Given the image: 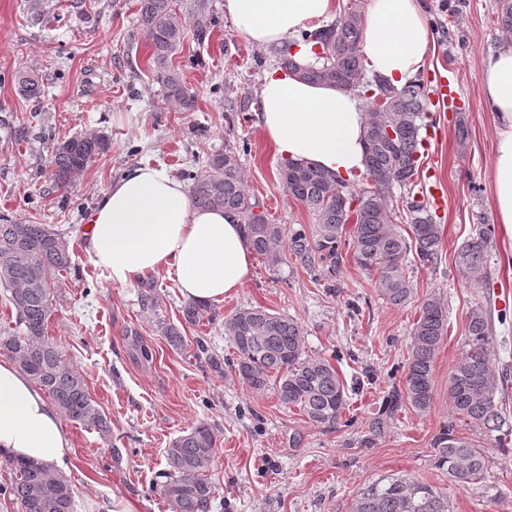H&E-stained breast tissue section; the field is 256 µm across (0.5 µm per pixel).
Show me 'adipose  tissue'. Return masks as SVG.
Here are the masks:
<instances>
[{"label":"adipose tissue","mask_w":512,"mask_h":512,"mask_svg":"<svg viewBox=\"0 0 512 512\" xmlns=\"http://www.w3.org/2000/svg\"><path fill=\"white\" fill-rule=\"evenodd\" d=\"M224 12L253 45H291L311 62L301 34L334 16L336 0H224ZM432 37L421 0H369L362 53L369 71L401 85L417 76ZM481 100L495 115L491 179L497 221L512 236V42L484 54ZM260 128L276 154L351 179L364 168L367 115L357 91L314 84L283 68L259 89ZM86 253L112 281L133 285L175 273L186 299L223 301L251 272V249L237 214L190 203L184 183L141 164L104 192L89 218ZM72 451L58 408L12 360L0 359V461L64 465Z\"/></svg>","instance_id":"adipose-tissue-1"}]
</instances>
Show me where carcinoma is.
Returning a JSON list of instances; mask_svg holds the SVG:
<instances>
[{"mask_svg":"<svg viewBox=\"0 0 512 512\" xmlns=\"http://www.w3.org/2000/svg\"><path fill=\"white\" fill-rule=\"evenodd\" d=\"M176 14L177 0H138L137 23L148 39L156 81L169 102L192 112L195 96L185 85L181 69L173 64L186 38ZM497 24L512 32V0H501ZM364 25L362 0H348L334 23L302 34L303 41L321 46L313 62L299 64L287 44L274 54L281 67L308 82L359 92L367 112L363 173L367 187L356 194L332 173L287 162L279 171L280 179L288 193L315 215L317 224L309 230L272 224L264 213L256 212L260 202L243 188L237 149L226 148L190 175V198L196 207L236 213L256 255L275 262L285 246L296 264L326 280L336 276L343 232H349L347 246L356 263L375 273L383 298L399 306L412 293L406 273L409 253L415 254V261L431 264L441 241L440 227L426 204L408 203L411 234L405 237L396 223L397 213L387 202L393 187L408 190L415 185L428 96L419 79L397 86L378 74H367L361 51ZM17 84L25 97H42V78L36 72L19 74ZM110 146L109 136L103 133L54 143L49 158L52 180L59 188L67 187ZM348 224L352 225L349 231ZM489 243V227L481 216L456 258L463 275L475 283L486 278ZM74 267L64 233L47 224L0 222V300L10 313L8 325L0 326V355L27 373L62 414L108 437L111 420L92 397L87 378L64 359L47 332L55 277ZM141 303L152 312L159 307V293L152 284L142 288ZM182 318L190 325L211 323L216 311L209 303L190 301L182 308ZM161 332L172 346L184 345L178 326L163 322ZM491 332L484 309H472L465 327L469 350L449 379L448 403L470 424L500 433L506 417L497 395L504 391L507 375L495 370L487 351ZM447 333V308L436 298L423 301L411 331L405 381L406 399L417 412L432 405L433 362ZM224 334L236 354L235 371L246 386L256 391L271 386L282 404L299 408L313 425L327 431L336 428L347 405L345 384L333 363L307 354L304 328L297 319L261 306L244 307L225 318ZM216 442L215 428L201 423L166 448L167 469L152 491L172 512H212L215 489L202 472L213 461ZM436 460L462 484L484 478L487 471L486 458L476 444L446 432L436 443ZM5 466L9 478L0 483V500L5 505L17 512H73L74 488L56 469L30 462ZM351 512H450V506L448 496L427 483L388 477L363 491Z\"/></svg>","mask_w":512,"mask_h":512,"instance_id":"1","label":"carcinoma"}]
</instances>
